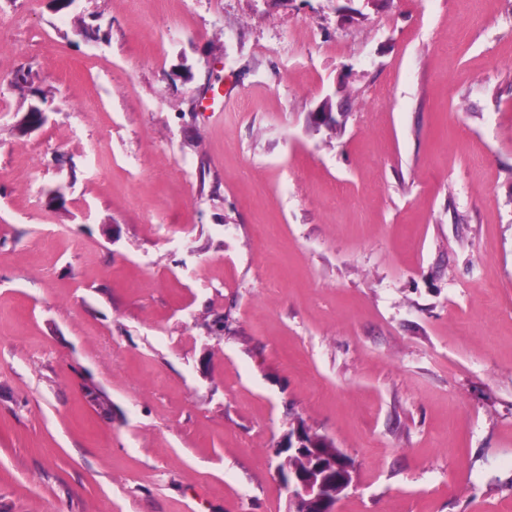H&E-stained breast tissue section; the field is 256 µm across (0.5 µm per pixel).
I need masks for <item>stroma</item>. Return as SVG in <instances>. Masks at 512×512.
<instances>
[{
    "label": "stroma",
    "instance_id": "stroma-1",
    "mask_svg": "<svg viewBox=\"0 0 512 512\" xmlns=\"http://www.w3.org/2000/svg\"><path fill=\"white\" fill-rule=\"evenodd\" d=\"M300 425L512 512V0H0V512H288ZM10 85L15 89L26 90L31 93V96L35 99L30 103V106L27 110V113L22 118L20 122V129L23 132H27L32 127H35L37 116L41 112L43 124L47 119V111L43 112L47 108V97L43 94L39 89L32 88L29 85L28 75L23 72H18L15 74L14 78L11 80Z\"/></svg>",
    "mask_w": 512,
    "mask_h": 512
}]
</instances>
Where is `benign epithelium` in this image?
I'll use <instances>...</instances> for the list:
<instances>
[{
  "mask_svg": "<svg viewBox=\"0 0 512 512\" xmlns=\"http://www.w3.org/2000/svg\"><path fill=\"white\" fill-rule=\"evenodd\" d=\"M287 452L278 475L293 505L291 512H335L338 496L350 487L351 459L326 438L297 428L295 441L280 448Z\"/></svg>",
  "mask_w": 512,
  "mask_h": 512,
  "instance_id": "1",
  "label": "benign epithelium"
}]
</instances>
